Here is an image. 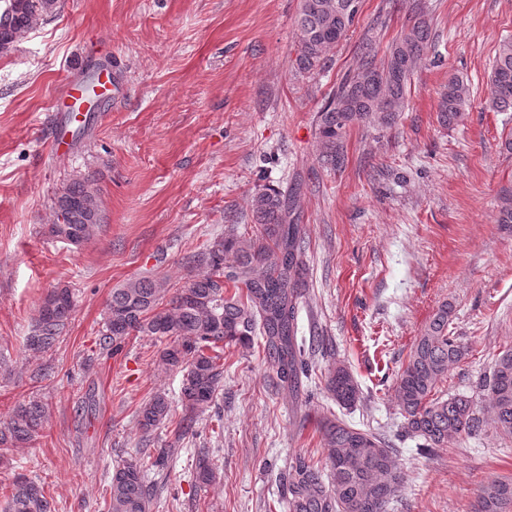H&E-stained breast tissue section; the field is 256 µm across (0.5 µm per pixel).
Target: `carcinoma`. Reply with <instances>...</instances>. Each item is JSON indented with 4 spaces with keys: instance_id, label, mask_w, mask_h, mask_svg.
<instances>
[{
    "instance_id": "cac0c4a2",
    "label": "carcinoma",
    "mask_w": 512,
    "mask_h": 512,
    "mask_svg": "<svg viewBox=\"0 0 512 512\" xmlns=\"http://www.w3.org/2000/svg\"><path fill=\"white\" fill-rule=\"evenodd\" d=\"M59 0H4L0 10V45L24 39L38 21L53 15ZM401 37L377 57L373 40L361 46L360 63L342 78L317 111L316 126L322 164L336 169L344 161L343 134L353 125L392 126L403 111L417 62L431 47L424 7ZM358 13V0H300L297 17L295 72L314 75L327 63L330 50L346 37ZM486 105L512 112V38L498 45L488 82ZM471 105L468 83L457 74L438 101L444 126L464 120ZM294 193L274 188L251 198L256 231L249 237L228 234L194 256L206 267L175 290L151 276L127 281L112 290L107 303L104 345L117 355L131 336L166 340L157 351L159 363L183 372L179 394L181 415L173 419L169 396L154 393L138 411L145 435L160 425L175 424V441L197 433L200 414L224 388V347H251L263 340L273 370L294 386L307 371L296 341L298 299L306 288V264L300 248V225L291 221ZM54 214L65 212L67 224H53L51 233L79 246L102 224L101 203L92 174L69 180L53 200ZM73 310L67 288L43 299L27 347L45 353L59 341ZM452 308L443 304L412 344L397 378V402L405 432L424 441L427 451L452 448L463 435L481 433L483 420L473 398L455 393L437 396L439 382L460 363L465 347L450 334ZM488 408L495 428L512 435V348L501 351L486 379ZM327 389L344 406L360 399L358 382L343 364L329 373ZM46 408L37 401L19 405L7 427L0 429V454L38 436ZM329 447L321 466L298 453L290 458L284 480L288 512H388L403 487V473L394 449L381 435L329 420L322 426ZM196 480L207 485L214 474L207 456L197 457ZM152 488L132 461L112 471L104 512H150ZM5 512H55L44 488L25 476L15 478ZM474 512H512V477L494 478L480 489Z\"/></svg>"
}]
</instances>
